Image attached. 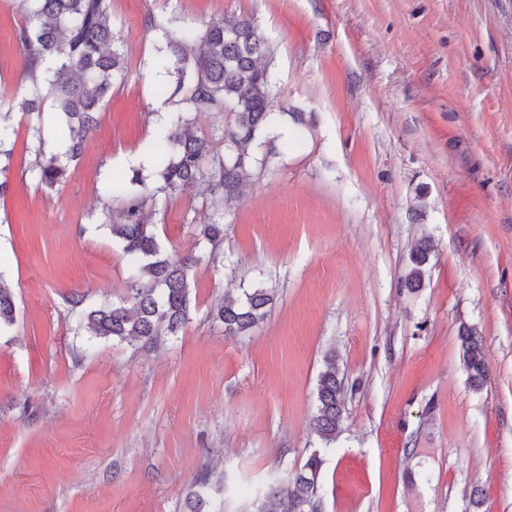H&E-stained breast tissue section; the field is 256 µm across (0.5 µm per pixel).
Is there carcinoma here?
I'll list each match as a JSON object with an SVG mask.
<instances>
[{"label": "carcinoma", "instance_id": "cac0c4a2", "mask_svg": "<svg viewBox=\"0 0 512 512\" xmlns=\"http://www.w3.org/2000/svg\"><path fill=\"white\" fill-rule=\"evenodd\" d=\"M26 22L18 37L24 50L23 79L27 82L18 103L22 112H41L49 99L64 119L52 130L32 126L35 160L29 168L33 180L53 187L62 183L71 162L83 152L84 142L98 122L103 103L112 96L116 79L124 75L125 57L112 48L115 32L107 0H20ZM268 44L255 22L246 17L209 21L201 28L182 26L169 42L167 54L156 65L174 77L184 91L179 108L169 113L158 138L170 151L157 156L158 181L141 183V190L125 195L120 220L109 225L112 236L123 245L129 259L128 276L133 305L102 304L78 308V330L119 342L155 344L164 336H176L189 319L194 259L166 253L148 224L151 215L166 207L175 193L205 185L219 200L239 193L252 167L251 144L268 122L271 81L260 66ZM192 112H228L234 128L224 132V152L195 134L187 115ZM14 135L7 115L0 114V157L10 158L6 148ZM199 243L215 261L224 241V215L196 228ZM430 249L419 245L411 255L408 284L421 285ZM274 303L268 288H248L239 295H224L212 310L213 319L224 324V335L240 336L262 322ZM16 308L12 289L0 277V329L14 324ZM462 363L471 389L487 384L488 372L482 337L464 326L458 336ZM346 414L344 375L336 355L327 356L326 369L316 386L312 428L325 446L336 442ZM321 461L311 456L302 469L276 480L268 503L257 512H322L318 491ZM208 480L198 477L185 501L186 512H206Z\"/></svg>", "mask_w": 512, "mask_h": 512}]
</instances>
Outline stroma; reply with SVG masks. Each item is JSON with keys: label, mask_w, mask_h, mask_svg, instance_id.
Returning a JSON list of instances; mask_svg holds the SVG:
<instances>
[{"label": "stroma", "mask_w": 512, "mask_h": 512, "mask_svg": "<svg viewBox=\"0 0 512 512\" xmlns=\"http://www.w3.org/2000/svg\"><path fill=\"white\" fill-rule=\"evenodd\" d=\"M123 80L62 186L32 180L16 108L25 24L0 0V109L16 134L0 195V274L16 322L0 331V512H249L273 478L322 465V512H512V0H108ZM251 17L277 127L224 202V263L201 259L209 197L154 215L168 253L198 255L190 319L141 348L73 332V292L130 295L104 226L133 171L154 181L156 118L175 110L153 62L178 25ZM431 244L422 285L411 252ZM275 286L268 318L232 338L224 293ZM483 338L473 391L458 330ZM346 377L336 442L312 432L325 355Z\"/></svg>", "instance_id": "obj_1"}]
</instances>
